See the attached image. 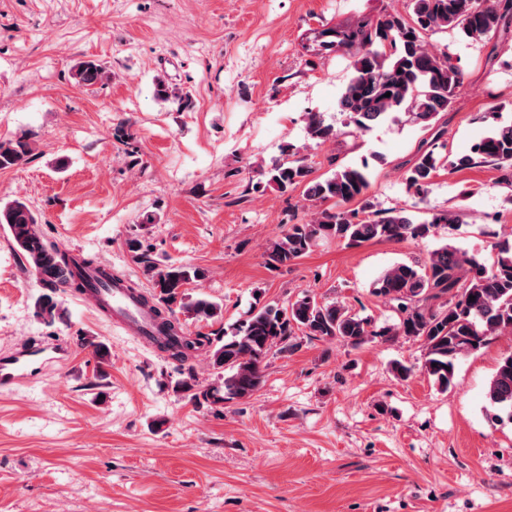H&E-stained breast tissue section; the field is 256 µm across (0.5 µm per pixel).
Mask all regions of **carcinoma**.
Instances as JSON below:
<instances>
[{
    "mask_svg": "<svg viewBox=\"0 0 512 512\" xmlns=\"http://www.w3.org/2000/svg\"><path fill=\"white\" fill-rule=\"evenodd\" d=\"M512 28V0H407V14L387 12L377 20L366 19L355 28L326 27L313 37L318 55L352 54L351 76L338 100L344 127L363 133L394 113L404 112L424 129L432 131L431 141L422 143L405 171L409 189L422 197L433 177L444 167L437 143L447 134L448 114L463 74L450 54L425 36L455 30L470 41ZM103 68L93 60L81 61L71 71L74 83L90 87L98 83ZM307 137L317 144L336 138L339 130L322 112L305 116ZM32 148L25 138L0 140V169L27 163ZM483 164L500 172V181L512 186V125H500L482 138L471 152L453 162V168ZM308 158L291 144L282 147V158L267 171V185L281 193L303 188L304 198L332 206L316 213L308 223H292L271 241L266 264L288 268L309 254L321 240L336 239L348 246L373 240L401 242L423 240L435 234L441 224H456L460 215L441 211L431 219L416 222L405 209L367 210L364 217L347 205L365 195L369 177L365 168L345 166L319 180L311 177ZM0 226L12 247L24 258L45 292L33 299V315L48 324L62 317L56 291L69 288L81 293L87 281L68 269L93 267L92 257H71L47 242L31 207L22 199L0 205ZM128 250L144 265L151 282L149 295H139L155 305L154 312L165 336H180L175 346L162 345L173 360L183 362L189 351L212 344L209 337L184 335L176 318L180 311L197 322L222 317V305L207 297H189L187 288L205 278L204 269L187 264L158 263L150 257V246L138 237L127 241ZM372 293L397 303L399 321L382 331L372 329L371 320L353 313L345 305L320 302L303 292L282 305L263 304L255 299L247 317L213 350L216 365L224 367V390L200 394L193 375L178 382L177 388L194 400L203 396L227 402L252 396L263 382L262 363L274 348H293L296 331L309 337L337 339L352 346L371 336L386 333L419 339L425 347L424 369L434 385L446 391L454 384L455 368L464 356L487 344L492 337L512 333V246L498 247L496 257L486 264L458 248L444 244L429 252L422 263H397L373 283ZM475 299H470V296ZM79 345L91 350L97 368L106 362L105 345L93 336H82ZM493 417L506 414L512 421V354L501 359L486 392Z\"/></svg>",
    "mask_w": 512,
    "mask_h": 512,
    "instance_id": "1",
    "label": "carcinoma"
}]
</instances>
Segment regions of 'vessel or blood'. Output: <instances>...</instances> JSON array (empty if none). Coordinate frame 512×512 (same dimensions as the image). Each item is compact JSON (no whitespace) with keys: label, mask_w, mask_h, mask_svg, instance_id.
<instances>
[{"label":"vessel or blood","mask_w":512,"mask_h":512,"mask_svg":"<svg viewBox=\"0 0 512 512\" xmlns=\"http://www.w3.org/2000/svg\"><path fill=\"white\" fill-rule=\"evenodd\" d=\"M90 283L86 290L98 308L104 309L113 321L121 326L128 336L149 348L158 347L164 338L150 306L143 304L137 294L117 282L102 286L100 274L93 269L86 270ZM66 342L54 340L48 343H31L0 357V388L28 382L39 374L40 365L51 360L53 355L67 354Z\"/></svg>","instance_id":"obj_1"}]
</instances>
